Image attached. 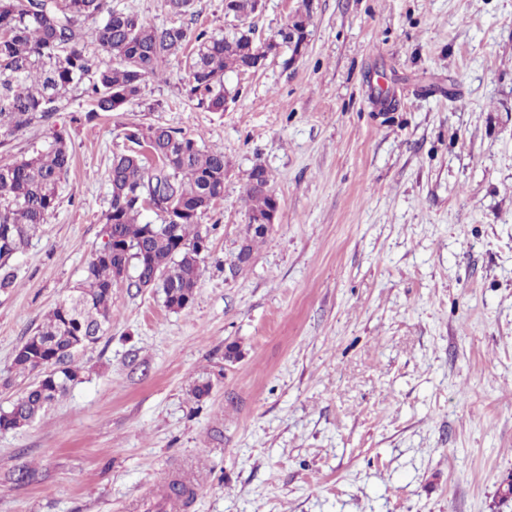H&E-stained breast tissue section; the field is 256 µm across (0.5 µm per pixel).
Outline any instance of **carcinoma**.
Returning <instances> with one entry per match:
<instances>
[{
    "mask_svg": "<svg viewBox=\"0 0 512 512\" xmlns=\"http://www.w3.org/2000/svg\"><path fill=\"white\" fill-rule=\"evenodd\" d=\"M256 12V0H229L224 15L239 24L191 32L112 10L107 0H0V136L50 123L69 92L85 82L90 98L86 117L118 112L138 100L144 82L189 42L194 52L188 62V94L208 111L222 112L231 99L225 74L244 69L259 51L253 27L243 24ZM103 14L94 41L104 58L90 54L82 43L83 26ZM310 19L309 0H303L292 17L294 55L308 46ZM51 138L29 158L0 159V240L14 256L47 223L72 163V148L63 134L53 128ZM125 138L146 143L160 165H147L146 157L135 151L113 155L111 198L100 230L111 239L109 256L92 255L75 293L58 302L16 350V373L32 374L48 361L53 374L0 412V422H8L10 429L35 419L77 380L78 371L71 366L74 344L112 322V288L121 283L114 270L127 266L134 273L130 284L162 289L172 311L184 309L194 298L205 259L199 219L224 197V151L202 147L164 126L128 129ZM269 184L267 169L254 165L247 177L248 216L274 208ZM149 196L172 202L177 222H140Z\"/></svg>",
    "mask_w": 512,
    "mask_h": 512,
    "instance_id": "obj_1",
    "label": "carcinoma"
}]
</instances>
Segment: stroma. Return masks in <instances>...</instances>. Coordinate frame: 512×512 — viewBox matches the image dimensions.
<instances>
[{
	"instance_id": "35a3bbf8",
	"label": "stroma",
	"mask_w": 512,
	"mask_h": 512,
	"mask_svg": "<svg viewBox=\"0 0 512 512\" xmlns=\"http://www.w3.org/2000/svg\"><path fill=\"white\" fill-rule=\"evenodd\" d=\"M301 2L263 0L257 40ZM309 30L227 73L225 111L187 96L181 54L122 111L73 122L77 89L54 116L73 160L0 290V411L84 278L126 129L222 148L224 198L192 303L113 288L67 393L0 431V512H149L174 479L181 512H512V0H312ZM257 164L280 208L238 270Z\"/></svg>"
}]
</instances>
